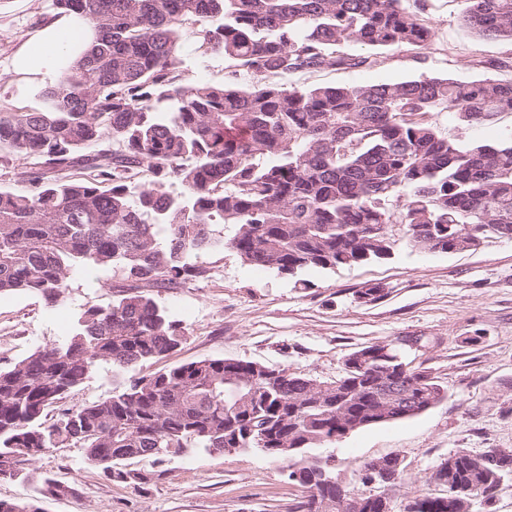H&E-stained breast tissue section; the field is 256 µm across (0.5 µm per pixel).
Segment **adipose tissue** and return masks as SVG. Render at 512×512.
Here are the masks:
<instances>
[{"instance_id":"1","label":"adipose tissue","mask_w":512,"mask_h":512,"mask_svg":"<svg viewBox=\"0 0 512 512\" xmlns=\"http://www.w3.org/2000/svg\"><path fill=\"white\" fill-rule=\"evenodd\" d=\"M95 37L93 23L82 15H58L34 30L18 48L13 71L34 89L54 86Z\"/></svg>"}]
</instances>
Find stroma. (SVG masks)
Segmentation results:
<instances>
[{
	"label": "stroma",
	"instance_id": "1",
	"mask_svg": "<svg viewBox=\"0 0 512 512\" xmlns=\"http://www.w3.org/2000/svg\"><path fill=\"white\" fill-rule=\"evenodd\" d=\"M465 8V0H432L437 35L421 59L393 51L372 69L323 70L295 81L512 78V42L467 28ZM54 12L52 0H0V108L43 107L41 92L20 91L11 61L29 32ZM182 58L189 81L228 79L223 55L201 53L189 41ZM439 122L444 133L464 142L489 143L512 129V112L462 130L452 116L442 115ZM198 261L207 278L156 294L185 329L181 349L154 363L102 368L70 393L68 404L106 398L132 376L204 358L251 361L330 381L352 352L392 344L402 346L405 361L437 378L445 399L419 415L312 449V456L331 459L336 473L352 484L363 462L400 455L405 480L393 510L402 512L407 498L428 492L427 478L449 454L512 450V240L492 239L448 254L420 252L401 241L388 259L333 271L311 268L296 278L246 264L230 249L201 254ZM111 277L108 270L75 274L55 308L35 293L0 295V368L71 334L84 309L110 305L114 293L105 282ZM368 283L382 284L384 297L359 302L357 292ZM34 466L73 489L72 495L45 499L44 512H288L301 495L283 463L258 450L200 449L160 464L131 459L126 469L145 477L135 485L108 480L73 445L50 450Z\"/></svg>",
	"mask_w": 512,
	"mask_h": 512
}]
</instances>
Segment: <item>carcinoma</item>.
I'll list each match as a JSON object with an SVG mask.
<instances>
[{
	"mask_svg": "<svg viewBox=\"0 0 512 512\" xmlns=\"http://www.w3.org/2000/svg\"><path fill=\"white\" fill-rule=\"evenodd\" d=\"M99 35L41 110L0 108V152L35 159L26 193L0 188V294L63 300L80 271H112L116 298L90 307L73 332L0 369V479L33 493L0 512H43L71 492L34 470L52 448L78 444L109 479L143 476L125 461L196 448L260 450L302 489L298 512H376L373 495L325 491L328 461L301 459L327 441L418 415L445 390L388 344L351 353L332 382L256 362L208 358L136 377L91 403L63 401L105 365L119 370L176 352L182 325L157 288L208 270L224 248L296 276L391 256L393 228L414 249L457 253L512 239V130L493 144L445 135L512 112V80L421 76L357 85H296L325 69L378 67L389 51L434 43L430 0H54ZM464 24L512 42V0H468ZM234 68L221 85L185 82L184 43ZM365 54L345 50L348 45ZM56 173L47 180L43 170ZM233 228L224 235V228ZM384 296L370 283L363 303ZM54 408L55 415L47 410ZM501 449L458 450L428 484L447 493L404 512H470L505 477Z\"/></svg>",
	"mask_w": 512,
	"mask_h": 512,
	"instance_id": "cac0c4a2",
	"label": "carcinoma"
}]
</instances>
